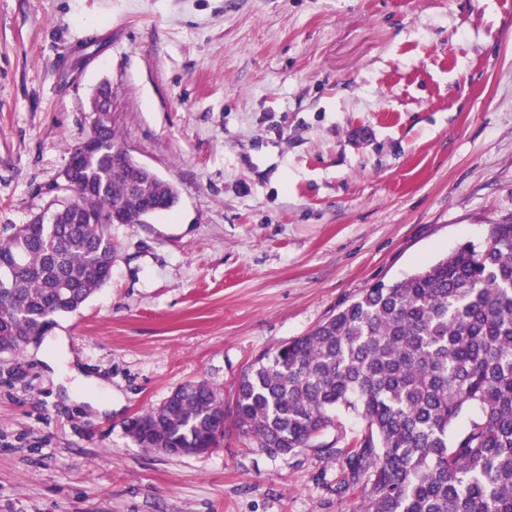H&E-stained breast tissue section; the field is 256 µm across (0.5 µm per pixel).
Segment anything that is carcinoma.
<instances>
[{
	"label": "carcinoma",
	"mask_w": 512,
	"mask_h": 512,
	"mask_svg": "<svg viewBox=\"0 0 512 512\" xmlns=\"http://www.w3.org/2000/svg\"><path fill=\"white\" fill-rule=\"evenodd\" d=\"M112 117L97 146L70 149L82 210L53 200L0 240V352L19 354L111 278V214L140 224L172 210V191L112 162ZM125 426L140 447L209 448L228 419L249 447L290 454L351 410L364 434L346 456L344 485L363 512H512V221L487 245L464 244L415 274L379 283L302 336L260 354L237 383L230 414L206 381ZM472 405L481 417L448 440Z\"/></svg>",
	"instance_id": "1"
}]
</instances>
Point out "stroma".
<instances>
[{
	"label": "stroma",
	"mask_w": 512,
	"mask_h": 512,
	"mask_svg": "<svg viewBox=\"0 0 512 512\" xmlns=\"http://www.w3.org/2000/svg\"><path fill=\"white\" fill-rule=\"evenodd\" d=\"M180 192L116 224L108 284L0 353V512H361L364 431L205 455L124 424L512 216V0H0V238L59 196L90 99ZM68 364L112 390L70 392Z\"/></svg>",
	"instance_id": "35a3bbf8"
}]
</instances>
